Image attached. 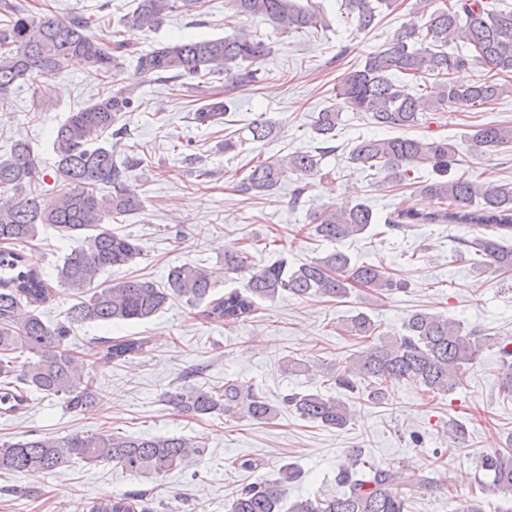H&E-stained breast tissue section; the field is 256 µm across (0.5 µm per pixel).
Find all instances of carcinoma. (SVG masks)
Instances as JSON below:
<instances>
[{
    "label": "carcinoma",
    "mask_w": 512,
    "mask_h": 512,
    "mask_svg": "<svg viewBox=\"0 0 512 512\" xmlns=\"http://www.w3.org/2000/svg\"><path fill=\"white\" fill-rule=\"evenodd\" d=\"M417 20L403 24L392 40L370 52L356 69L346 72L336 84V105L316 113L312 130L320 140L317 153L295 151L258 161L250 167L243 190L258 196L273 193L282 178L294 173L304 179L320 174L322 156L332 151L343 110L362 112L373 124L387 129L417 127L431 112L445 107L481 108L512 93V84L486 79L460 84L455 71L477 65L497 75L512 74V10L500 9L488 0H453L434 7L435 0H418ZM200 0H136V7L121 20L127 32H144L159 27L168 14L197 7ZM348 14L366 31L375 26L383 10L395 0H345ZM232 19L260 17L288 33L327 29L323 12L302 6L297 0H225ZM0 105L8 102L19 81L41 94L71 59L89 63L104 79L123 68L121 52L131 42L121 40L111 47L87 33V22L75 16L25 13L12 0H0ZM468 53L461 54L458 47ZM272 48L244 27L228 37L189 39L163 44L139 55L136 74L158 79L172 77L201 79L213 74L239 86L261 81V62ZM431 76L439 78L437 98L410 89V84ZM133 102L122 89L107 90L77 112L55 131L57 153L55 181L61 184L50 197L36 191L40 170L25 139L12 142L0 158V192L10 197L0 201V413L23 409L32 394L64 400L67 409L78 411L99 401L93 380L84 372V360L66 344L72 327L87 322L103 324L144 322L160 313L168 302L182 298L191 307L205 305L204 315L217 322L235 324L250 319L257 302L272 301L286 293L297 299L323 295L342 299L354 288H367L378 298L403 287L386 268L375 264H353L341 251L298 266L287 261L255 267L248 252L235 247L224 250L222 267L208 268L183 263L173 267L167 280L158 284L148 278H129L94 287L99 276L114 268L133 264L141 257L137 240L105 225L137 213L144 205L141 194L127 184L137 159L115 152L114 146L98 144L109 133L121 142L124 131L117 127ZM228 101L205 100L195 109L193 120L200 126H215L224 120ZM253 141L273 136L275 125L255 119L246 125ZM466 143L472 150L512 146V126L485 124L475 127ZM459 145L444 137H365L355 142L349 160L363 171L386 173L395 185L406 186L414 170L424 166L436 178L419 187L430 199V210H420L402 201L383 218L371 207L358 203L344 209L316 212V233L330 242L364 233L372 224L384 223L401 229L417 224H465L480 235L464 245L473 249L482 269L512 274V186L476 183L450 175L460 162ZM481 203H476V200ZM53 226L74 239V246L55 266L61 286L80 295L55 326L46 324L38 307L53 293L44 273L33 267L17 249L34 240L42 226ZM230 274L242 279V288L216 298L221 280ZM347 331L368 342L345 359L331 380L344 392H367L372 404L392 400L394 388L410 383L421 391L446 393L460 385L467 370L483 349L493 345L488 337L467 332L456 321L440 315L415 311L398 336H384L364 311L353 315ZM144 342L135 338L107 340L96 354L107 360H124L138 352ZM27 352L22 363L12 354ZM501 361L507 366L499 389L512 400V349L499 343ZM194 374L166 392L165 402L185 416L224 415L266 424L282 411L343 429L350 421V407L342 400L321 394L291 393L280 406L271 404L254 386L237 379L224 380L215 391L192 383ZM204 449L180 436L138 437L103 431L54 438H36L0 444V470L45 476L73 459L87 463L108 462L141 477L157 478L176 469L199 463ZM350 463L339 470L336 481L342 490L323 496L300 497L288 512H408L415 492L434 493L444 489L442 477L430 471L420 475L404 491L397 471L390 465L366 464L359 454H349ZM480 468L487 480L482 492L512 499V445L485 454ZM291 464L279 477L242 485L231 500V512H283L284 484L300 478ZM89 512H154L144 493H124L89 506Z\"/></svg>",
    "instance_id": "carcinoma-1"
}]
</instances>
